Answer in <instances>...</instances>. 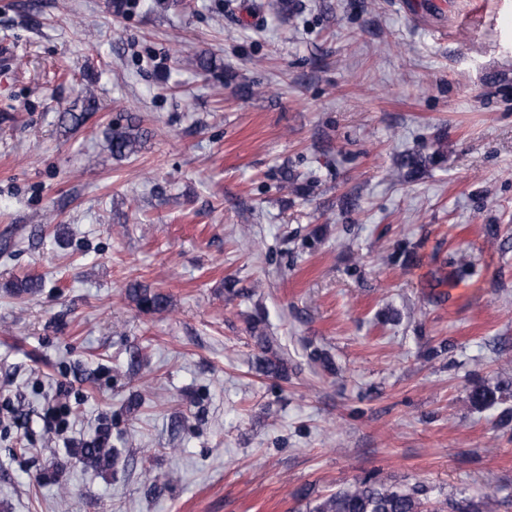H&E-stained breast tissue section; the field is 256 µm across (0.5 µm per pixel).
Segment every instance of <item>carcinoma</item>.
<instances>
[{"instance_id": "carcinoma-1", "label": "carcinoma", "mask_w": 512, "mask_h": 512, "mask_svg": "<svg viewBox=\"0 0 512 512\" xmlns=\"http://www.w3.org/2000/svg\"><path fill=\"white\" fill-rule=\"evenodd\" d=\"M149 132L134 117L124 125L114 126L105 132L108 149L112 156L126 158L136 152L148 140ZM434 157L421 154H404L397 158V170L403 177L411 178ZM128 298L143 313H162L168 309L167 295L142 283H133L126 288ZM254 337L260 348L257 370L271 379L288 376V364L273 350L271 341L258 322H253ZM507 386L473 383L468 393V402L478 410L489 409L504 400ZM71 458L87 471L98 472L118 461V454L108 446L107 438L93 440L86 446L73 449ZM499 499L487 493L479 499L464 497L459 500L431 499L428 490L422 487L387 486L369 475L354 480L347 486L318 500L312 512H497Z\"/></svg>"}]
</instances>
